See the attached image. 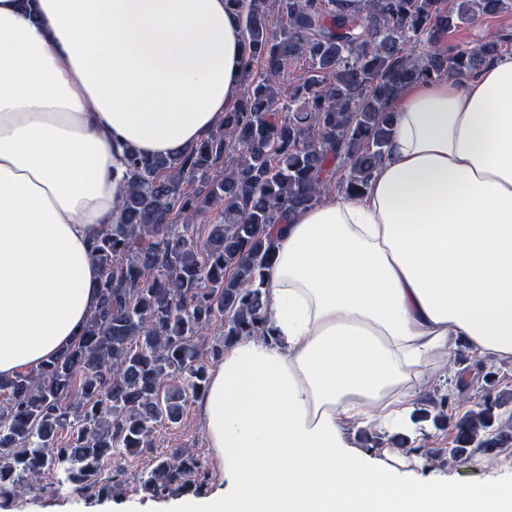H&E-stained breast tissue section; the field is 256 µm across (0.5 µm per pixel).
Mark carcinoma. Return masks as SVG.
<instances>
[{"label": "carcinoma", "instance_id": "cac0c4a2", "mask_svg": "<svg viewBox=\"0 0 512 512\" xmlns=\"http://www.w3.org/2000/svg\"><path fill=\"white\" fill-rule=\"evenodd\" d=\"M226 2L239 12L247 57L237 107L185 154L149 158L127 149L120 216L94 248L96 309L62 355L0 379V393L8 392L0 400V499L51 467L88 499L99 486L122 484L124 463L152 450L157 428L178 423L184 403L204 395L203 331L221 322L225 344L264 335L263 271L286 217L332 188L364 192L406 85L473 71L512 41L443 49L457 24L495 14L506 0ZM422 35L427 45L418 52ZM301 59L307 69L283 88ZM216 208L222 222L201 242L195 223ZM423 402L418 421L450 418L448 394L435 390ZM505 404L488 395L479 410L459 415L448 458L503 447L495 423ZM201 467L174 448L140 481L155 496L199 491L207 480Z\"/></svg>", "mask_w": 512, "mask_h": 512}]
</instances>
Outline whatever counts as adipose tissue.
I'll return each mask as SVG.
<instances>
[{
    "instance_id": "ef3b65f1",
    "label": "adipose tissue",
    "mask_w": 512,
    "mask_h": 512,
    "mask_svg": "<svg viewBox=\"0 0 512 512\" xmlns=\"http://www.w3.org/2000/svg\"><path fill=\"white\" fill-rule=\"evenodd\" d=\"M243 66L224 0H0L1 377L96 307L125 148L200 144ZM265 278V336L226 344L203 398L224 479L156 512H512V483L452 484L354 438L411 428L459 342L512 363V54L407 87L367 189L280 225Z\"/></svg>"
}]
</instances>
